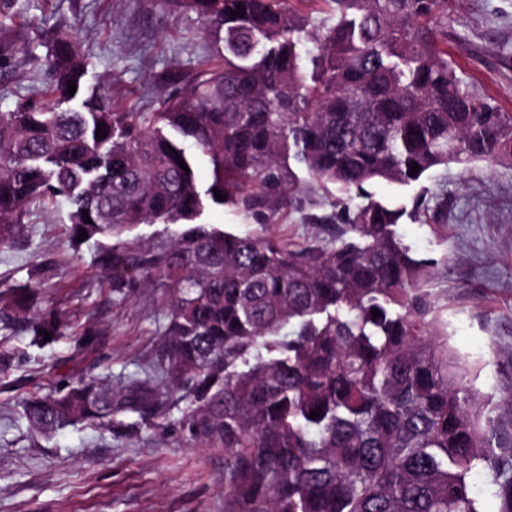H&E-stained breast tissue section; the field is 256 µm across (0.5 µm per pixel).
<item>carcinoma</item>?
<instances>
[{
	"label": "carcinoma",
	"mask_w": 512,
	"mask_h": 512,
	"mask_svg": "<svg viewBox=\"0 0 512 512\" xmlns=\"http://www.w3.org/2000/svg\"><path fill=\"white\" fill-rule=\"evenodd\" d=\"M325 2L332 23L320 27L289 0H157L163 17L194 15L218 58L168 73L157 112H117L87 90L78 40L56 35L42 102L0 113V244L59 198L75 239L185 224L152 251L104 243L98 262L118 288L165 291L168 394L187 402L195 439L224 447V512H482L468 481L479 466L512 512V438L432 329L427 262L399 232L421 212L366 190L449 163H512V113L448 62L447 0ZM30 4L0 0V61ZM189 145L211 170L205 187ZM291 159L362 199L331 240L293 248L197 223L210 205L290 202ZM30 300L12 291L15 313ZM28 327L36 346L59 335L51 315ZM164 407L146 383L92 380L26 399L23 415L45 436L118 414L147 425Z\"/></svg>",
	"instance_id": "1"
}]
</instances>
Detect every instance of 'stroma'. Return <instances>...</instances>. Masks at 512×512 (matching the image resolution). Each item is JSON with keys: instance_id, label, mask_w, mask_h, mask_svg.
Here are the masks:
<instances>
[{"instance_id": "1", "label": "stroma", "mask_w": 512, "mask_h": 512, "mask_svg": "<svg viewBox=\"0 0 512 512\" xmlns=\"http://www.w3.org/2000/svg\"><path fill=\"white\" fill-rule=\"evenodd\" d=\"M73 32L89 58V85L120 108L154 111L168 92V70L188 72L213 55L194 16L159 20L155 0H33L14 23L18 50L0 69V112L44 88L42 67L52 31ZM448 58L478 93L512 113V0H448ZM299 200L252 216L212 206L201 223L291 246L329 240L340 193L296 168ZM444 189V213L426 211L399 230L418 257L430 259L426 290L434 327L474 367L479 398L496 404L512 432V164H451L420 182H376V199L406 206ZM68 208L35 211L0 246V296L29 288L32 311L55 316L60 334L32 345L17 323L0 322V512H224V449L194 439L183 406L153 424L110 428L83 423L31 438L23 401L93 377L123 389L156 372L168 323L159 288L115 291L96 261L97 245H74Z\"/></svg>"}]
</instances>
